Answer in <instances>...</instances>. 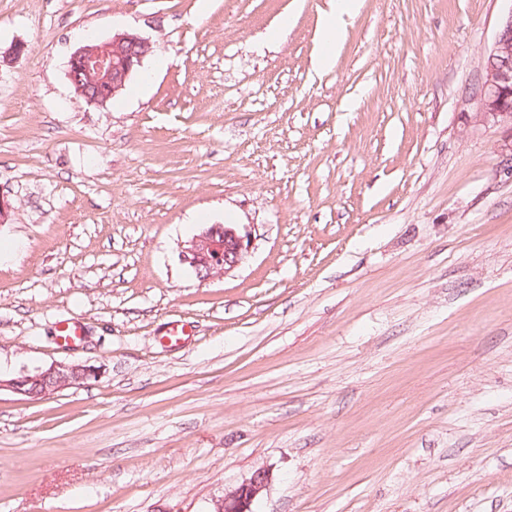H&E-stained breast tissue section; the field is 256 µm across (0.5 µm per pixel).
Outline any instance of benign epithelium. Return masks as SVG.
Masks as SVG:
<instances>
[{"instance_id":"1","label":"benign epithelium","mask_w":512,"mask_h":512,"mask_svg":"<svg viewBox=\"0 0 512 512\" xmlns=\"http://www.w3.org/2000/svg\"><path fill=\"white\" fill-rule=\"evenodd\" d=\"M151 51L150 42L133 33L112 36L106 42L90 41L69 58L67 78L77 97L88 105L104 106L126 87ZM484 72L475 124L493 123L504 128L501 154L512 164V9L502 18L495 40L481 59ZM248 238L234 224H211L181 250V261L206 279L235 269L248 252ZM97 377V368L81 363L53 362L14 378L0 377V392L41 398L64 387ZM272 481L267 468H259L217 501L214 512H252L251 505Z\"/></svg>"}]
</instances>
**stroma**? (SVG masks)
Instances as JSON below:
<instances>
[{
	"label": "stroma",
	"mask_w": 512,
	"mask_h": 512,
	"mask_svg": "<svg viewBox=\"0 0 512 512\" xmlns=\"http://www.w3.org/2000/svg\"><path fill=\"white\" fill-rule=\"evenodd\" d=\"M331 8L0 0V375L98 369L0 393V512H213L259 468L252 512H512V175L469 121L512 0H356L332 44ZM123 32L85 104L71 54ZM210 224L250 248L202 279ZM150 51V42L133 33L90 41L72 53L66 75L77 97L88 105L104 106L125 89ZM234 224H211L203 228L181 250L184 264L199 278H209L235 269L248 252L249 241ZM96 377L97 368L92 365L54 362L14 378H2L0 375V393L9 391L23 397L41 398Z\"/></svg>",
	"instance_id": "stroma-1"
}]
</instances>
